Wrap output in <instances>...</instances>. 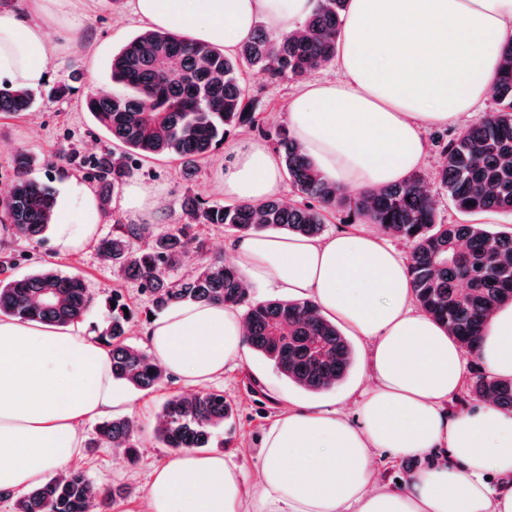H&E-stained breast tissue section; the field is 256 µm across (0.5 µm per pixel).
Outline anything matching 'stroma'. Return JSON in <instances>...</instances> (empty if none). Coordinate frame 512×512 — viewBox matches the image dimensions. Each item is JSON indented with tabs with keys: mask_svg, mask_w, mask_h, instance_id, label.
Segmentation results:
<instances>
[{
	"mask_svg": "<svg viewBox=\"0 0 512 512\" xmlns=\"http://www.w3.org/2000/svg\"><path fill=\"white\" fill-rule=\"evenodd\" d=\"M143 28L132 15L130 8L121 0H100L88 11L84 20L83 34L73 45L62 48L49 63L50 78L33 93L29 112L17 115H0V185H10L12 172L9 160L17 151L28 152L36 159L34 177L55 191H62L66 182L75 180L90 184L88 160L110 147L108 136L98 130L93 118L80 104L90 85L107 86L109 65L114 53ZM251 111L260 120L259 130L238 128L228 132L210 160L201 164L193 176H185L178 163L168 158L144 162L134 177L148 189H162L167 201L160 217L150 220L152 229L181 221L179 200L183 195L197 193L212 201H223L222 171L228 158L227 147L244 137L256 138L275 148V133L284 128V112L289 98L301 86L300 81L290 78L267 79L262 74L249 71L244 75ZM68 84L69 97L55 98L53 90L60 84ZM472 117H465L463 124L431 126L424 137L429 146L419 172L426 178V185L438 200L440 221L446 224L463 222L440 193L436 174L442 164V155L431 140L440 135L450 137L460 132L462 125L472 124ZM16 256L17 262L11 273L23 276L50 266L65 274H79L87 281L94 293L95 305L84 318L87 330L100 335L107 325L105 301L113 289H120L136 316L129 328L128 341L144 346V331L148 324L146 305L133 283H115L112 268L102 260L98 249H90L80 255H63L57 250L53 237L43 243L30 244L0 228V258ZM354 364L348 376L336 387L322 392L303 390L258 355H250L248 362L233 363L225 369L223 377L212 381L211 386L223 390L225 396L237 405L238 412L232 422L219 428L217 439L223 442L225 457L242 467L247 475H254L260 440L277 412V405L269 395L270 389H278L306 403L336 402L347 413H355L363 388L368 383L369 360L367 344L358 337H351ZM183 383L169 378L152 391L137 392L139 407L133 418L139 428L142 444L141 460L137 466H128L118 453L108 445L83 448L73 461L74 466L85 468L95 484L101 487L126 482L135 492L119 501L111 512H143L144 498L151 481V473L172 454V449L161 447L152 436L155 417L164 401L179 393Z\"/></svg>",
	"mask_w": 512,
	"mask_h": 512,
	"instance_id": "35a3bbf8",
	"label": "stroma"
}]
</instances>
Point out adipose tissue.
<instances>
[{"label":"adipose tissue","instance_id":"adipose-tissue-1","mask_svg":"<svg viewBox=\"0 0 512 512\" xmlns=\"http://www.w3.org/2000/svg\"><path fill=\"white\" fill-rule=\"evenodd\" d=\"M129 2L149 28L230 52L260 21L277 34L296 31L316 0ZM96 3L27 0L24 10L0 13V80L42 87L50 60ZM511 41L512 0H349L338 76L305 83L288 103L287 126L342 189L404 181L426 156V127L455 123L487 99ZM229 154L225 197L258 203L282 194V168L263 142L240 140ZM68 195L83 220L59 210L53 238L60 253L78 255L98 241V204L75 181ZM227 250L247 283L311 299L364 340L371 385L352 418L279 396L255 484L222 454L174 453L152 473L147 512H512V410L486 401L448 411L465 352L416 307L402 252L364 227L317 238L259 233ZM146 336L151 357L193 387L248 360L244 318L230 306L177 303L149 321ZM475 355L491 375L512 378L511 304L490 318ZM135 407L112 378L107 348L81 323L0 320L1 488L42 484L79 455L83 420ZM443 448L450 458L440 457ZM381 452L422 465L404 484H383L374 467Z\"/></svg>","mask_w":512,"mask_h":512}]
</instances>
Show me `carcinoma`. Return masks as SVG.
Segmentation results:
<instances>
[{
	"mask_svg": "<svg viewBox=\"0 0 512 512\" xmlns=\"http://www.w3.org/2000/svg\"><path fill=\"white\" fill-rule=\"evenodd\" d=\"M347 0H316L301 28L274 34L263 27L231 54L168 30L146 29L112 56L110 79L118 90L90 91L84 109L112 139V150L90 164L107 202L139 164L169 156L191 176L209 160L232 127L257 125L248 111L243 74L249 69L271 78L299 80L335 61L336 38ZM496 111L439 145L443 164L439 188L464 214H512V41L502 52L494 86ZM30 91L0 88V113L30 110ZM280 160L303 202L270 198L259 203L183 197L181 224L154 232L145 224H122L104 238L99 253L118 280L133 281L160 312L181 301L245 308L247 342L288 381L306 391H324L345 379L353 364L347 336L310 299L251 297L240 270L221 256L205 255L190 274H181L190 248L204 252L197 227L222 224L236 237L263 231L319 237L328 215L347 208L364 224H377L410 247L409 273L415 303L448 329L466 349L475 346L494 310L512 303V231L487 224L439 222L433 196L414 174L404 183L348 195L326 180L288 130L276 138ZM34 159L17 152L13 183L0 202V225L30 243L44 241L52 223L55 191L32 178ZM0 274V314L59 326L81 320L94 296L83 277L46 269L23 277ZM108 326L100 340L109 348L112 377L150 390L168 379L147 352L126 341L134 315L121 292L112 291ZM128 311H123V308ZM472 401L486 397L512 410V379L482 376L468 389ZM236 407L219 389L195 388L167 399L153 431L166 448L212 445L215 430L231 420ZM108 442L134 465L140 458L137 426L128 416H112L95 428L89 446ZM105 512L131 494L127 486L92 484L87 471L73 468L15 499L13 512H90L93 492Z\"/></svg>",
	"mask_w": 512,
	"mask_h": 512,
	"instance_id": "carcinoma-1",
	"label": "carcinoma"
}]
</instances>
